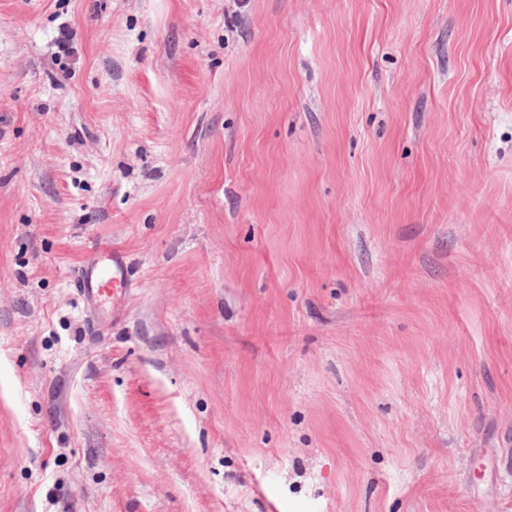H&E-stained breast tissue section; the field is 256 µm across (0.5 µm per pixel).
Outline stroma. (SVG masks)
<instances>
[{"label": "stroma", "instance_id": "obj_1", "mask_svg": "<svg viewBox=\"0 0 512 512\" xmlns=\"http://www.w3.org/2000/svg\"><path fill=\"white\" fill-rule=\"evenodd\" d=\"M0 512H512V0H0ZM129 257L126 251L117 246L90 247L84 254L78 271V284L89 298H98L126 291L130 285Z\"/></svg>", "mask_w": 512, "mask_h": 512}]
</instances>
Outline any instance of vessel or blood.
<instances>
[{"instance_id":"vessel-or-blood-1","label":"vessel or blood","mask_w":512,"mask_h":512,"mask_svg":"<svg viewBox=\"0 0 512 512\" xmlns=\"http://www.w3.org/2000/svg\"><path fill=\"white\" fill-rule=\"evenodd\" d=\"M129 257L117 246L90 247L84 254L78 271V284L91 298L126 291L130 285Z\"/></svg>"}]
</instances>
